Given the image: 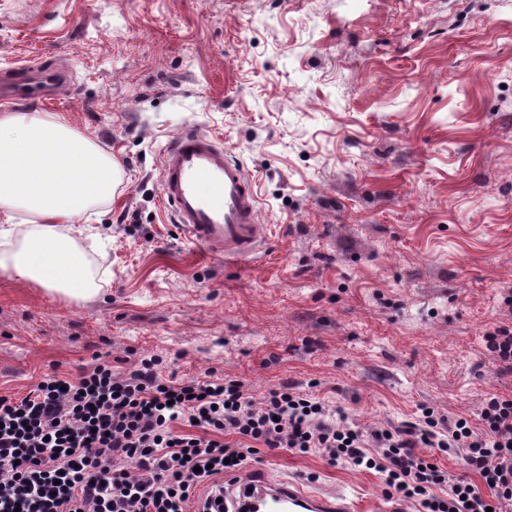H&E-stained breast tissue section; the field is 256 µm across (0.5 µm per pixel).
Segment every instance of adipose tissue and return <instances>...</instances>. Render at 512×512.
Returning <instances> with one entry per match:
<instances>
[{"instance_id":"obj_1","label":"adipose tissue","mask_w":512,"mask_h":512,"mask_svg":"<svg viewBox=\"0 0 512 512\" xmlns=\"http://www.w3.org/2000/svg\"><path fill=\"white\" fill-rule=\"evenodd\" d=\"M121 182L118 163L64 117L38 112L0 114V272L60 299L95 293L69 225L111 200ZM35 221L14 224L15 213Z\"/></svg>"}]
</instances>
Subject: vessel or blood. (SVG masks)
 Wrapping results in <instances>:
<instances>
[{
	"instance_id": "b4317fda",
	"label": "vessel or blood",
	"mask_w": 512,
	"mask_h": 512,
	"mask_svg": "<svg viewBox=\"0 0 512 512\" xmlns=\"http://www.w3.org/2000/svg\"><path fill=\"white\" fill-rule=\"evenodd\" d=\"M70 80L55 63L30 62L0 71V94L24 103L55 100ZM161 197L188 240L228 262L249 260L267 238L255 184L217 138L193 127L161 153ZM225 512H353L344 497L331 500L297 482L235 477L224 486Z\"/></svg>"
}]
</instances>
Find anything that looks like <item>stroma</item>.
Instances as JSON below:
<instances>
[{
	"label": "stroma",
	"mask_w": 512,
	"mask_h": 512,
	"mask_svg": "<svg viewBox=\"0 0 512 512\" xmlns=\"http://www.w3.org/2000/svg\"><path fill=\"white\" fill-rule=\"evenodd\" d=\"M68 63L65 117L121 164L75 221L100 291L67 301L0 273V396L162 359L164 377L288 382L369 431L421 408L476 419L512 397L487 333L512 328V0H0V68ZM253 175L269 241L227 264L160 191L186 126ZM246 474L387 496L320 454H250Z\"/></svg>",
	"instance_id": "1"
}]
</instances>
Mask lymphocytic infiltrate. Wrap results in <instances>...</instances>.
<instances>
[{"label":"lymphocytic infiltrate","mask_w":512,"mask_h":512,"mask_svg":"<svg viewBox=\"0 0 512 512\" xmlns=\"http://www.w3.org/2000/svg\"><path fill=\"white\" fill-rule=\"evenodd\" d=\"M159 366L145 357L117 375L99 364L43 378L20 401L0 397V512H186L199 486L241 469V442L375 471L419 512H512V399H487L476 425L426 408L416 424L364 434L288 383L256 403L241 381L166 379ZM178 422L196 433H176Z\"/></svg>","instance_id":"lymphocytic-infiltrate-1"}]
</instances>
